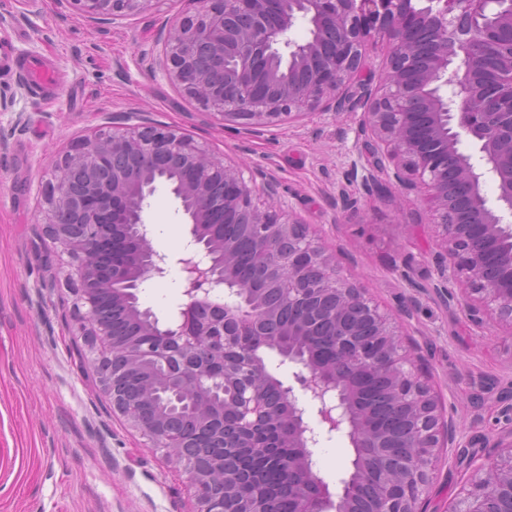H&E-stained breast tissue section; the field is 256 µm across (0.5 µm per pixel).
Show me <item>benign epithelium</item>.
Masks as SVG:
<instances>
[{"mask_svg": "<svg viewBox=\"0 0 512 512\" xmlns=\"http://www.w3.org/2000/svg\"><path fill=\"white\" fill-rule=\"evenodd\" d=\"M95 21L141 9L151 0H76ZM195 11L160 33L166 75L221 121L265 126L321 107L338 113L350 81L363 67L367 46L388 47L379 83L363 86L360 126L362 188L383 192L380 176L405 191L428 189L429 216L441 230L452 275L474 299L471 316L492 311L512 329V0H192ZM301 20L310 38H290ZM478 40L500 59L491 70L469 51ZM494 101L497 110L485 104ZM179 174L172 193L191 224L190 249L178 259L184 274L182 304L166 325L150 318L149 342L118 340L97 310L104 292L112 308L127 312L132 286L167 273L166 257L147 241L144 202L158 177ZM465 191L448 195V178ZM496 189L490 204L483 186ZM48 236L76 263L71 282L79 335L95 352L99 383L112 408L183 468L196 501L194 512H267L240 488L230 463L239 447L224 436V407L247 427L288 421L281 462L282 489L294 512H351L349 482L334 493L314 470L310 448L321 432L344 433L373 477L367 512H422L441 441L454 428L419 379L400 336L362 289L342 278L335 258L308 227L285 220L277 184L256 186L242 170L212 156L189 136L155 126L97 130L55 162L45 194ZM242 224L255 242L259 280L288 283V310L312 319L277 323L280 305L236 284L233 244L224 225ZM223 296L225 301L215 298ZM334 322L336 350L327 356L312 337ZM249 332L262 347L300 366L294 387L273 379L258 351L224 356V347ZM297 336L303 348L285 351L278 337ZM161 368L172 401L166 418L146 415L127 396L126 371ZM380 378L386 396L408 413L413 452L384 449L380 431L359 407V383ZM194 391V413L223 442L225 458L202 463L205 450L178 433L177 404ZM316 412L319 426L307 421ZM474 466L473 490L452 512H512V441L489 464Z\"/></svg>", "mask_w": 512, "mask_h": 512, "instance_id": "7a95c632", "label": "benign epithelium"}]
</instances>
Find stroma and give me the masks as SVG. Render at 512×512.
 <instances>
[{
  "instance_id": "35a3bbf8",
  "label": "stroma",
  "mask_w": 512,
  "mask_h": 512,
  "mask_svg": "<svg viewBox=\"0 0 512 512\" xmlns=\"http://www.w3.org/2000/svg\"><path fill=\"white\" fill-rule=\"evenodd\" d=\"M189 0H150L101 23L74 0H0L13 19L0 27L25 55L58 73L49 90H18L23 75L0 72L27 120L0 112V512H193L181 468L129 425L103 393L94 355L72 320L71 272L47 236L43 192L52 162L74 142L113 125L166 126L191 137L245 174L274 179L286 214L335 253L342 277L395 319L419 360L456 438L445 448L423 506L450 512L470 488V457L512 441V331L473 323L465 308L436 294L441 248L426 189L382 195L361 187V106L339 114L247 128L221 123L164 74L161 27L189 11ZM144 218L169 224L172 239L150 237L171 263L163 278L137 288L139 307L166 322L185 303L176 258L191 239L168 184L157 186ZM343 434H323L314 468L331 490L353 470Z\"/></svg>"
}]
</instances>
